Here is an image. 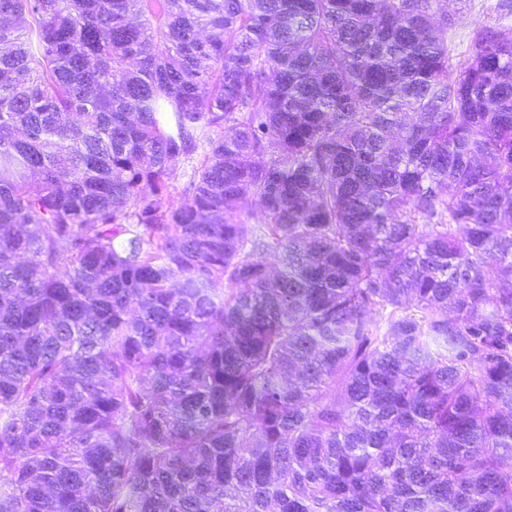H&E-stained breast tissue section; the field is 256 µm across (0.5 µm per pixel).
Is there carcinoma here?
<instances>
[{
    "instance_id": "cac0c4a2",
    "label": "carcinoma",
    "mask_w": 512,
    "mask_h": 512,
    "mask_svg": "<svg viewBox=\"0 0 512 512\" xmlns=\"http://www.w3.org/2000/svg\"><path fill=\"white\" fill-rule=\"evenodd\" d=\"M457 22L0 0V512H512V39Z\"/></svg>"
}]
</instances>
